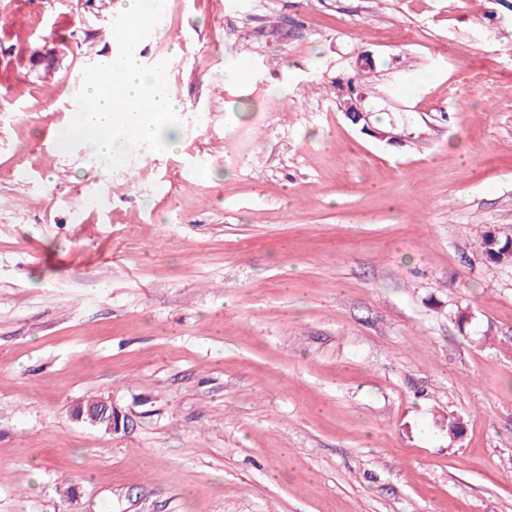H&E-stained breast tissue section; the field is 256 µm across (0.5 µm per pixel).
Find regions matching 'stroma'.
<instances>
[{
  "label": "stroma",
  "mask_w": 512,
  "mask_h": 512,
  "mask_svg": "<svg viewBox=\"0 0 512 512\" xmlns=\"http://www.w3.org/2000/svg\"><path fill=\"white\" fill-rule=\"evenodd\" d=\"M118 2L0 0V512H512V0H157L116 170L46 133ZM343 111L347 118H353L354 123L358 124L361 120L365 121L364 129L372 131L376 137L380 139L388 138L389 140L399 139L401 137L400 134L394 133L389 130L392 124L388 122L387 124L380 123V126L377 129L373 128L371 122L369 120V114L367 112H362L358 105V99L352 98L343 103ZM381 131H379V130ZM382 131H390V132H382ZM483 248L488 263L495 268L512 267V239L502 240L494 231H487L483 238ZM71 416L87 425L103 426L110 433L121 432L128 422V415L113 400L104 398L77 404L72 408Z\"/></svg>",
  "instance_id": "stroma-1"
}]
</instances>
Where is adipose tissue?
I'll return each mask as SVG.
<instances>
[{"label": "adipose tissue", "mask_w": 512, "mask_h": 512, "mask_svg": "<svg viewBox=\"0 0 512 512\" xmlns=\"http://www.w3.org/2000/svg\"><path fill=\"white\" fill-rule=\"evenodd\" d=\"M141 43L125 35L115 40L112 67L96 71L75 96L80 105L72 117L73 132L97 128V138L84 141L86 151L111 156L120 166L126 150L146 140L177 146L183 137L170 125L168 116L176 108L159 74L141 62Z\"/></svg>", "instance_id": "1"}]
</instances>
